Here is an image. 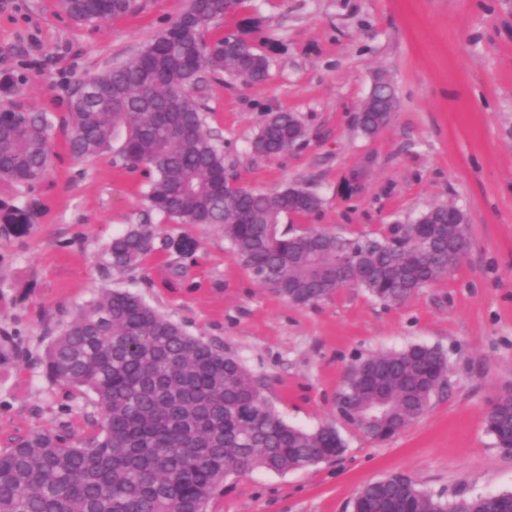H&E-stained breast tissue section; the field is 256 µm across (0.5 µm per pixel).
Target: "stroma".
<instances>
[{
  "label": "stroma",
  "mask_w": 512,
  "mask_h": 512,
  "mask_svg": "<svg viewBox=\"0 0 512 512\" xmlns=\"http://www.w3.org/2000/svg\"><path fill=\"white\" fill-rule=\"evenodd\" d=\"M185 4L142 0L138 14L79 24L59 0H0V78L13 79L0 110L46 114L54 150L38 185L0 179V339L19 347L0 366V449L36 426L90 432L91 395L51 382L43 359L76 309L111 288L233 351L284 420L305 429L336 422V394L359 359L411 344L448 356L447 387L392 438L376 443L340 426L339 457L229 477L207 512H350L361 486L397 472L435 495L512 492V454L485 426L492 399L512 386V0H247L208 31L237 34L269 58L261 85L209 74L192 92L241 185L297 182L321 197L318 213L293 218L296 229L375 235L436 203L464 210L472 247L462 264L395 307L351 288L293 305L254 280L217 227L148 211L146 174L115 151L73 157L65 119L75 90L136 53ZM378 72L399 106L366 138L353 119ZM284 110L306 124V142L253 162L252 135ZM362 163L364 188L344 196V177ZM12 208L30 215L24 235L3 228ZM144 222L155 252L139 269L113 271L112 237Z\"/></svg>",
  "instance_id": "35a3bbf8"
}]
</instances>
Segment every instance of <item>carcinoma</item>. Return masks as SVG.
<instances>
[{
    "mask_svg": "<svg viewBox=\"0 0 512 512\" xmlns=\"http://www.w3.org/2000/svg\"><path fill=\"white\" fill-rule=\"evenodd\" d=\"M244 0H188L185 10L134 55L88 78L71 100L70 146L92 156L119 140L129 169L145 167L148 208L179 224L215 225L237 261L268 291L296 306L358 288L385 305L400 304L455 271L471 247L466 214L448 203L429 206L379 236L348 237L320 227L301 231L288 217L320 210L321 197L292 183L272 191L233 186L235 174L207 129L189 88L200 73L262 83L267 57L240 39L205 40L215 19ZM80 24L134 15L139 0H60ZM390 79L374 76L356 124L371 138L397 111ZM182 129L170 137L154 113ZM23 127L0 128V178L38 184L50 163L43 113L12 116ZM308 130L292 112H271L257 128L251 156L275 158L302 145ZM155 250V232L133 224L107 248L108 264L129 271ZM47 377L95 397L99 417L84 436L41 427L0 452V512H204L233 474L286 472L341 455L336 427L307 431L272 408L256 376L223 347L191 336L134 293L104 289L79 307L47 346ZM438 347L410 345L353 364L336 396L341 421L384 442L422 416L446 381ZM486 426L499 447L512 442V389L493 400ZM512 493L447 498L396 473L363 485L352 512H503Z\"/></svg>",
    "mask_w": 512,
    "mask_h": 512,
    "instance_id": "obj_1",
    "label": "carcinoma"
}]
</instances>
